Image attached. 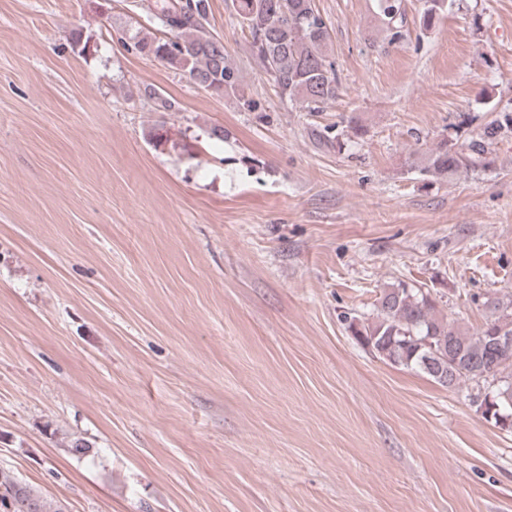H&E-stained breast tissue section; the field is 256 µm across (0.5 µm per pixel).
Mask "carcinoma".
<instances>
[{
	"label": "carcinoma",
	"instance_id": "obj_1",
	"mask_svg": "<svg viewBox=\"0 0 512 512\" xmlns=\"http://www.w3.org/2000/svg\"><path fill=\"white\" fill-rule=\"evenodd\" d=\"M379 15L390 41L403 38L398 0H378ZM450 0H426L423 26L448 8ZM141 8L159 35H128L126 49L150 56L215 95L232 96L238 108L252 112L255 100L240 90L237 70L227 59L224 42L208 31V0H145ZM238 22L248 31L252 53L280 97L298 100L320 112L336 100L340 83L330 54L329 25L313 0H233ZM512 124V118L505 119ZM503 123V124H505ZM503 124L492 122L470 138L445 139L425 158L410 155L409 168L422 174L446 175L489 164L487 153ZM489 312L475 332L439 314L429 292L399 281L380 292L376 317L351 321L348 330L380 359L421 372L436 383L455 388L467 381L491 383L479 407L485 419L512 428V350L501 352L490 337L512 335V296L485 297ZM0 504L9 512H62L47 509L32 488L0 472Z\"/></svg>",
	"mask_w": 512,
	"mask_h": 512
}]
</instances>
